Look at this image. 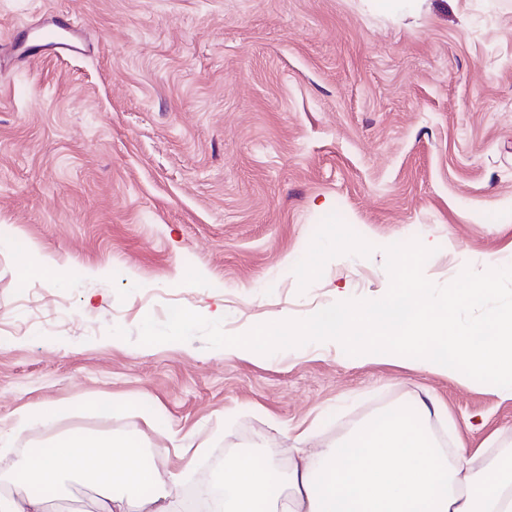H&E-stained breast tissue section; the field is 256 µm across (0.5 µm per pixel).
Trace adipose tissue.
<instances>
[{
    "label": "adipose tissue",
    "mask_w": 512,
    "mask_h": 512,
    "mask_svg": "<svg viewBox=\"0 0 512 512\" xmlns=\"http://www.w3.org/2000/svg\"><path fill=\"white\" fill-rule=\"evenodd\" d=\"M437 405L381 413L339 446L298 449L286 483L271 462L237 454L224 462L220 487L207 490L206 512H512V457L479 477L467 450L449 460L424 421ZM141 440L74 430L18 461L0 492V512H46L60 476L75 472L99 493L98 512H190L178 476L141 455ZM131 486L128 494L113 487ZM149 495H141V488Z\"/></svg>",
    "instance_id": "adipose-tissue-1"
}]
</instances>
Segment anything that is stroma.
I'll use <instances>...</instances> for the list:
<instances>
[{"label": "stroma", "instance_id": "stroma-1", "mask_svg": "<svg viewBox=\"0 0 512 512\" xmlns=\"http://www.w3.org/2000/svg\"><path fill=\"white\" fill-rule=\"evenodd\" d=\"M57 11L89 53L0 67L1 471L73 429L148 446L165 423L205 446L153 460L185 491L240 448L286 463L429 398L476 470L512 445V394L439 368L137 342L171 299L241 334L382 297L396 242L432 248L439 286L512 265V0H0V44ZM15 241L58 277L20 284ZM41 404L59 416L20 425ZM96 497L70 478L48 512Z\"/></svg>", "mask_w": 512, "mask_h": 512}]
</instances>
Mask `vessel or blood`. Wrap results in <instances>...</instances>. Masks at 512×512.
<instances>
[{
	"label": "vessel or blood",
	"mask_w": 512,
	"mask_h": 512,
	"mask_svg": "<svg viewBox=\"0 0 512 512\" xmlns=\"http://www.w3.org/2000/svg\"><path fill=\"white\" fill-rule=\"evenodd\" d=\"M80 26L77 21L63 22L56 18L43 19L40 27L25 33L10 46L14 55L73 57L85 54L86 44L76 37Z\"/></svg>",
	"instance_id": "1"
}]
</instances>
